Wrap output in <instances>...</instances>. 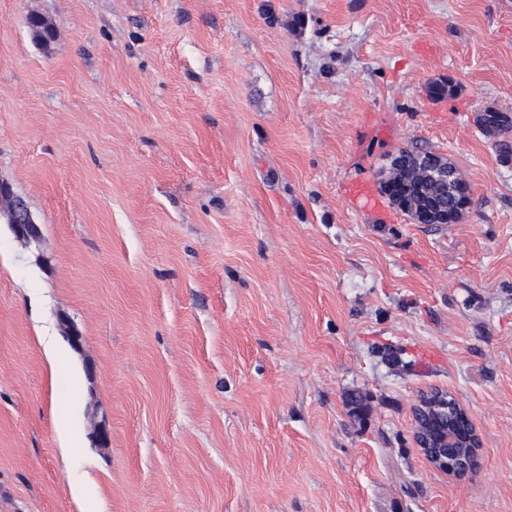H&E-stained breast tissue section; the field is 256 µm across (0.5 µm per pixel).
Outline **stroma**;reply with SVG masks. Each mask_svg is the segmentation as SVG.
Returning a JSON list of instances; mask_svg holds the SVG:
<instances>
[{"label":"stroma","instance_id":"obj_1","mask_svg":"<svg viewBox=\"0 0 512 512\" xmlns=\"http://www.w3.org/2000/svg\"><path fill=\"white\" fill-rule=\"evenodd\" d=\"M402 150L461 223L391 204ZM0 178L42 230L0 224V512H512V0H0ZM450 163L433 153L400 152L391 161L385 192L418 224H458L466 196ZM415 441L425 459L437 470L456 478L472 474L478 465L481 442L467 413L449 393L431 390L413 406ZM448 415L446 425L433 426L431 414Z\"/></svg>","mask_w":512,"mask_h":512}]
</instances>
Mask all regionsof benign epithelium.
<instances>
[{
  "label": "benign epithelium",
  "mask_w": 512,
  "mask_h": 512,
  "mask_svg": "<svg viewBox=\"0 0 512 512\" xmlns=\"http://www.w3.org/2000/svg\"><path fill=\"white\" fill-rule=\"evenodd\" d=\"M384 188L391 202L418 224H457L462 219L466 196L461 179L456 168L439 155L399 153L391 161ZM0 223L27 244L41 238V227L27 201L3 179ZM412 413L416 444L432 467L459 479L475 471L481 442L474 430L465 427L467 413L452 395L425 392Z\"/></svg>",
  "instance_id": "benign-epithelium-1"
}]
</instances>
